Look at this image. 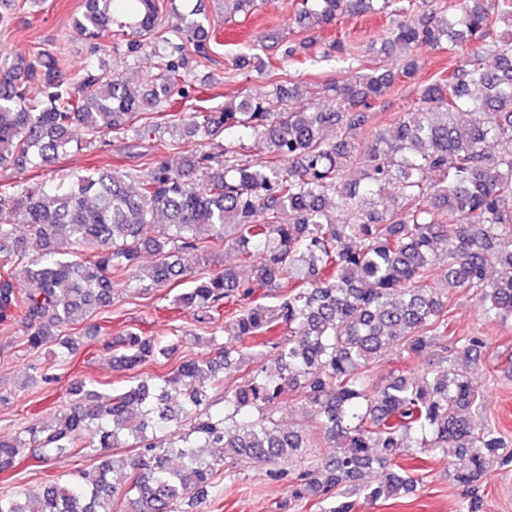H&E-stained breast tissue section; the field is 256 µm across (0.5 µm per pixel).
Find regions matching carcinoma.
Returning a JSON list of instances; mask_svg holds the SVG:
<instances>
[{
	"label": "carcinoma",
	"instance_id": "1",
	"mask_svg": "<svg viewBox=\"0 0 512 512\" xmlns=\"http://www.w3.org/2000/svg\"><path fill=\"white\" fill-rule=\"evenodd\" d=\"M256 6L224 0V17ZM84 8L78 34L95 47L112 40L128 66L141 38L161 25L157 0H85ZM115 13L130 16L132 33L112 29ZM366 13L395 16L373 53L425 43L450 54L467 47L470 57L424 85L417 119L378 129L364 145L356 131L383 89L415 78L413 56L397 71L380 65L326 85L331 104L317 112L277 80L282 64H307L313 39L287 46L276 63L259 60L283 111H268L262 94L186 111L205 90L191 75L210 60L206 18L183 17L160 35L151 45L158 73L143 85L100 58L79 71L53 52L0 61V169L38 171L73 148L104 150L113 134L146 144L122 172L62 169L50 184L0 182V326L21 324L29 352L53 350V361L32 366L20 383L35 404L83 339L96 340L80 326L95 316L112 323L115 287H163L184 276L180 255L227 243L250 272L242 279L231 268L203 270L173 296L200 324L224 320L232 340L216 357L184 360L158 381L136 379L120 392L81 383L66 403L0 436V475L8 479L61 457L93 460L62 484L47 479L1 495L0 512H122L125 504L131 512H190L224 499L223 472L244 461L272 466L297 501L355 512L353 496L373 503L416 488L419 479L398 462L404 452L450 444L454 481L475 512L486 458L507 443L495 425L473 424L482 404L466 368L430 379L402 372L375 387L368 365L390 345L409 356L436 341L445 350L485 347L481 336L456 337L451 300L436 281L441 251L447 283L471 292L486 320H512V32L497 35L502 24L512 28V0H443L427 9L415 0H301L297 17L323 27ZM329 48L348 69L361 67L362 53L343 38ZM31 85L43 96L27 97ZM329 127L332 143L320 135ZM232 129L254 135L265 161L244 158ZM199 137L209 146L192 150L182 167L163 160ZM352 170L359 177H349ZM387 184L397 187L390 199L382 196ZM284 210L294 223H281ZM18 224L27 236H16ZM148 224L157 237L142 236ZM144 249L157 255L148 268L139 264ZM21 271L34 287L18 286ZM272 291L275 304L259 302ZM100 346L121 371L176 349L131 326ZM247 356L271 357L275 369L258 365L224 387V372ZM216 391L225 415L210 413ZM292 401L316 413L332 452L279 428L274 408ZM159 432L169 441H158ZM296 457L304 468L291 477ZM374 467L376 483H362Z\"/></svg>",
	"mask_w": 512,
	"mask_h": 512
}]
</instances>
